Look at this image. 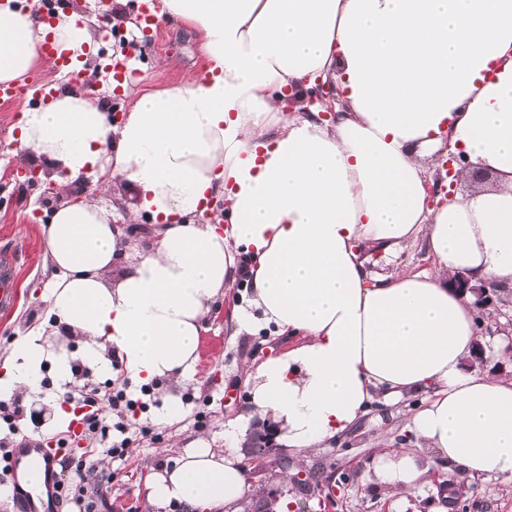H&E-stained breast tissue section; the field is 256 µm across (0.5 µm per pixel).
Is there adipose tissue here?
<instances>
[{
  "label": "adipose tissue",
  "mask_w": 512,
  "mask_h": 512,
  "mask_svg": "<svg viewBox=\"0 0 512 512\" xmlns=\"http://www.w3.org/2000/svg\"><path fill=\"white\" fill-rule=\"evenodd\" d=\"M158 18L201 38L208 78L141 93L118 125L69 89L22 110L20 147L60 191L91 177L136 201L53 209L52 332L20 337L0 364V399L44 398L64 422L80 361L137 385L167 381L157 419L179 421L212 304L241 280L251 293L237 331L298 339L247 377L250 417L272 419L285 448L309 453L375 399L423 392L407 417L419 446L378 459L387 490L412 494L440 462L512 480V378L468 366L478 345L507 339L482 340L473 295L454 285L464 274L512 288V0H161ZM94 35L83 12L49 25L40 0H0V82L50 67L45 37L76 58L94 53ZM321 82L336 98L312 101ZM443 140L460 180L479 169L495 184L430 209V147ZM214 197V223L196 222ZM146 214L155 236L134 256L126 227ZM420 238L429 271L376 277L361 256ZM146 489L156 512H223L249 485L234 451L197 439Z\"/></svg>",
  "instance_id": "ef3b65f1"
}]
</instances>
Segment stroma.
<instances>
[{"label":"stroma","mask_w":512,"mask_h":512,"mask_svg":"<svg viewBox=\"0 0 512 512\" xmlns=\"http://www.w3.org/2000/svg\"><path fill=\"white\" fill-rule=\"evenodd\" d=\"M64 7L79 8L97 17L96 27L104 31L93 56L105 64L113 58L134 61L138 91L174 88L187 74L200 71L204 64L202 42L198 35L182 25H161L151 39H138L127 19L115 17L111 9L90 5L88 0H62ZM20 103H0V255L15 259L13 286L16 301L0 310V361L7 358L20 336L46 320L45 290L52 278L43 227L60 198H48L42 188L24 184L21 173L16 127ZM367 267L376 274L397 270L420 272L432 269L433 257L424 243H416L390 256L381 250L363 251ZM247 297L246 288L226 290L217 299L209 317V329L201 338L200 361L194 382L182 390L185 416L172 424H157L159 441L140 437L139 417L144 412H159L162 401L156 393H142L140 387L124 385L121 375L102 377L76 372L72 397H80L87 383L97 385L101 393L125 386L129 398L136 400L134 411L124 413L134 442L124 459L99 456L94 470L82 484L83 495L102 502L101 512H150L146 502V479L150 472L171 466L190 441L203 438L215 450L224 448V424L245 413L248 407L247 371L292 347L293 338L268 330L254 334H235L230 322L234 306ZM480 333L493 337L512 328V288L496 289L492 302L479 309ZM422 394L404 395L396 404H374L371 411L347 433L328 447L319 448L305 458L285 456L274 448L263 460L250 459L249 441H241L236 454L249 475L251 488L237 503L236 512H251L252 504L271 490H279L288 512H321L320 497L332 506L328 512H430L436 494L459 484L457 471L439 465L427 476L421 492L399 499L390 496L376 480L378 455L391 453L413 442L406 427V415L421 406ZM206 416L197 424L195 413ZM68 428L54 426L45 408L27 403L16 430L0 420V448H13L22 437L53 443L69 437ZM287 459L281 469L279 459ZM461 497L459 506L448 512H512V481L500 478L474 479Z\"/></svg>","instance_id":"stroma-1"}]
</instances>
